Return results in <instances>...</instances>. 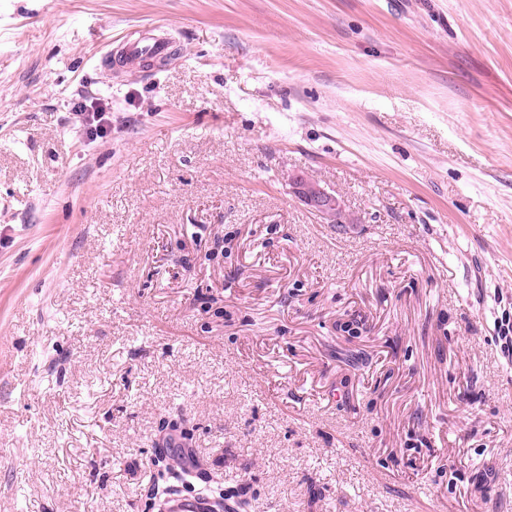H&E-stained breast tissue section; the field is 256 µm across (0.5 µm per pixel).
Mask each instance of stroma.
Masks as SVG:
<instances>
[{
  "label": "stroma",
  "instance_id": "obj_1",
  "mask_svg": "<svg viewBox=\"0 0 512 512\" xmlns=\"http://www.w3.org/2000/svg\"><path fill=\"white\" fill-rule=\"evenodd\" d=\"M505 323L512 0H0V512H512ZM169 45L168 38L145 34L140 40L129 45L123 53L130 62L141 63L165 57L169 53ZM75 109L76 112H80L91 134L102 136L110 129L109 112H112V103L107 98H82L76 103ZM288 186L289 192L322 220L329 219L332 223L335 220L334 224H344L336 217L340 215L345 223H353V218L345 212L339 198L320 183L303 174L293 173L288 176ZM167 512H211V503L199 496H178L171 499L167 505Z\"/></svg>",
  "mask_w": 512,
  "mask_h": 512
}]
</instances>
